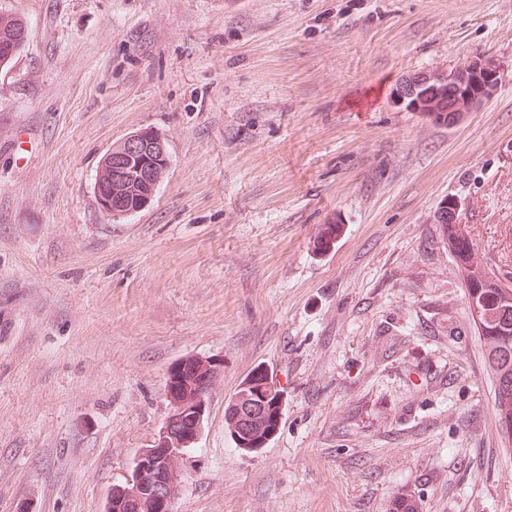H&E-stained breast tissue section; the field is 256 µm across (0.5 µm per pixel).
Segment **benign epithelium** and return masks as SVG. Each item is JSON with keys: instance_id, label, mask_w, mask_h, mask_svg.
Instances as JSON below:
<instances>
[{"instance_id": "7a95c632", "label": "benign epithelium", "mask_w": 512, "mask_h": 512, "mask_svg": "<svg viewBox=\"0 0 512 512\" xmlns=\"http://www.w3.org/2000/svg\"><path fill=\"white\" fill-rule=\"evenodd\" d=\"M499 63L491 57H475L445 72L417 71L405 76L396 88L398 103L411 112H419L432 121L456 124L468 112L490 98L497 89ZM164 159L161 166L142 167L146 157ZM163 140L154 132L140 131L114 145L102 158L108 175L97 176L95 192L99 205L109 215L127 216L133 211L113 201L115 187L139 188L137 210L145 208L166 175L170 161ZM436 222L457 223L458 204L447 200L437 210ZM221 363L195 356L177 362L168 375L170 412L154 444L142 449L135 458L126 484L115 488L105 512H170L181 482L178 461L185 450L199 439L206 413V395L223 373ZM259 386L249 388L255 379L249 376L229 398V413L237 422L234 440L240 448L258 449L279 430L276 419L268 437L250 439L248 429L268 411L271 397L283 406L280 384L268 371L260 374Z\"/></svg>"}]
</instances>
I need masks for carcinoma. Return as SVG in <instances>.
<instances>
[{
  "label": "carcinoma",
  "mask_w": 512,
  "mask_h": 512,
  "mask_svg": "<svg viewBox=\"0 0 512 512\" xmlns=\"http://www.w3.org/2000/svg\"><path fill=\"white\" fill-rule=\"evenodd\" d=\"M26 25L15 15H0V40L15 37L13 45L21 50ZM441 241L448 244L464 274L468 302L475 314V326L486 342V362L496 378L495 407L505 443L512 444V294L498 276L477 261L473 243L458 225H439ZM419 503L402 493L393 499L390 512H418Z\"/></svg>",
  "instance_id": "obj_1"
}]
</instances>
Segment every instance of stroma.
I'll return each instance as SVG.
<instances>
[{"label": "stroma", "mask_w": 512, "mask_h": 512, "mask_svg": "<svg viewBox=\"0 0 512 512\" xmlns=\"http://www.w3.org/2000/svg\"><path fill=\"white\" fill-rule=\"evenodd\" d=\"M0 512H104L183 357L222 362L171 512H512L496 381L435 216L460 207L512 286V0H0ZM472 56L456 125L401 78ZM150 129L170 168L105 214L104 154ZM329 248L316 246L324 225ZM280 428L238 448L256 369ZM8 23H12V29L10 30V37L13 36L15 37V41L13 42V45H14V48L18 49V53L17 55L21 52V50L23 49V47L25 46V43H26V39H27V36L26 38H24L23 35V31L24 29H26V25L25 23L23 22V20L18 17V16H15V15H11V14H2L0 15V35H1V43L9 40L8 37H6V34L4 32V28L5 26L8 24ZM1 55L2 56H6V57H9L11 56L13 53H14V50H12V44L10 43H4L2 44V47H1ZM15 55L11 61L9 63L12 62V60L17 56ZM8 63V64H9ZM498 81L497 61L475 57L445 72L423 70L408 74L396 88L395 97L409 111L452 126L490 98ZM261 371L262 374H258L257 376L251 375L246 380L242 381L236 392L225 403V405L228 403L230 404L228 412L233 415L234 420L237 422V430L239 434L250 439L249 441L241 440L239 435L235 433L234 440L236 444L239 448L245 451H248L245 448H253L252 450H256L264 447L277 433L281 424L282 406L284 401L283 390L281 389L280 384L274 380L273 376L269 374L268 371ZM259 377L262 378V381L259 382V386L251 389V386H248V383ZM274 395L277 396L276 402L279 407L278 416L277 412L274 413V410H272L273 405H269L268 409V404H270L269 400ZM275 398L276 397H273L270 402H273ZM264 415V419L258 421L256 426L252 428V430H254L253 436L259 435L261 437L270 430L274 423V417H277L276 423L272 430L267 432V438L264 436L259 440L254 441V438L251 437L247 430L251 428L252 424L256 420L262 418Z\"/></svg>", "instance_id": "obj_1"}]
</instances>
